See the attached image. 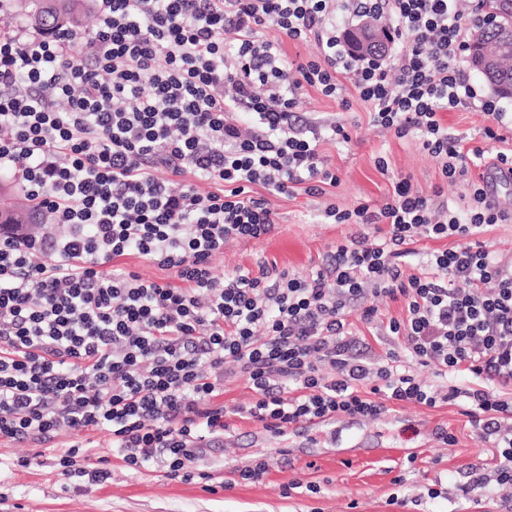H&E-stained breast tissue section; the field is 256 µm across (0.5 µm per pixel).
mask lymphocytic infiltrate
I'll list each match as a JSON object with an SVG mask.
<instances>
[{
    "label": "lymphocytic infiltrate",
    "instance_id": "obj_1",
    "mask_svg": "<svg viewBox=\"0 0 512 512\" xmlns=\"http://www.w3.org/2000/svg\"><path fill=\"white\" fill-rule=\"evenodd\" d=\"M460 0H94L89 32L0 31V165L17 167L32 209L59 226L36 238L0 232V438L44 442L60 429L105 432L127 469L155 467L194 480L199 448L228 425L213 400L226 377L256 394L241 418L274 435L340 415L373 418L383 400L433 407L464 399V413L496 448L492 474L473 470L466 492L512 486V403L491 391L512 382V270L480 236L512 221L484 183L459 215L396 179L381 207L327 205L336 224H383L376 243L337 245L302 277L260 267L216 275L226 242L275 228L256 188L319 196L338 177L323 137L302 133L296 92L334 98L350 79L374 122L403 137L420 133L443 160V178L466 174L508 122L478 99L459 62L468 19ZM386 20L398 64L352 56L336 34L339 15ZM315 40L318 59L298 64L279 40ZM81 44L85 58L71 53ZM477 102L483 143L449 136L440 113ZM254 124L242 130L235 115ZM453 237L421 271L401 260L417 238ZM171 284L120 267L129 251ZM402 297L405 320L384 325L403 355L372 360L347 321L352 306L374 321L376 299ZM481 387L427 385L403 359ZM84 442L54 451L62 474L106 482L85 464Z\"/></svg>",
    "mask_w": 512,
    "mask_h": 512
}]
</instances>
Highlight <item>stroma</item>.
Returning a JSON list of instances; mask_svg holds the SVG:
<instances>
[{"label":"stroma","mask_w":512,"mask_h":512,"mask_svg":"<svg viewBox=\"0 0 512 512\" xmlns=\"http://www.w3.org/2000/svg\"><path fill=\"white\" fill-rule=\"evenodd\" d=\"M342 95L348 107L308 86L298 91L302 115L321 126L339 122L350 134L349 141L327 139L319 146L338 184L322 196L268 194L275 230L259 240L226 243L212 260L217 275L238 268L254 271L262 264L299 276L316 272L337 243L371 231L364 224L326 223L325 206L379 205L400 177L410 178L426 195L443 186V202L457 213L472 206L471 184L480 167L470 166L466 176L445 182L439 158L416 134L400 139L374 125L350 80H343ZM254 397L245 378H225L215 403L223 407L230 431L191 464L192 470L211 474L209 484L170 480L152 468L129 470L103 432L93 436L95 457L111 471L101 485L66 478L51 450L40 454L31 443L0 439V512H499L502 499L512 496L506 489L481 499L463 493L468 466L489 462L491 445L458 403L428 407L388 400L377 417L339 416L313 428L288 430L282 438L237 415V408ZM439 428L453 435L451 444L436 439ZM409 448L418 451L415 468L399 486L393 479ZM261 455L268 459V474L255 483L242 482L240 471ZM294 480L315 483L320 491L284 496V486ZM437 482L444 495L428 498L427 486Z\"/></svg>","instance_id":"35a3bbf8"}]
</instances>
